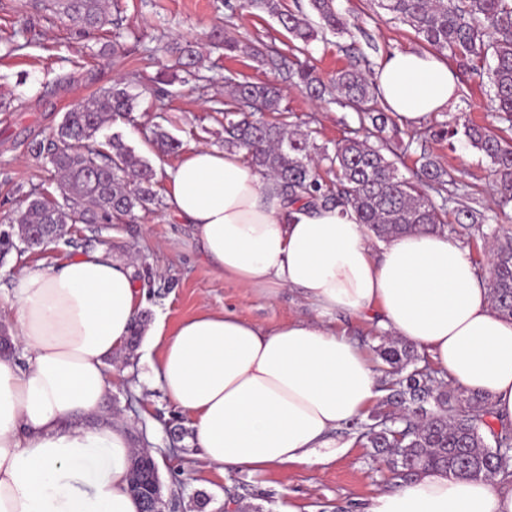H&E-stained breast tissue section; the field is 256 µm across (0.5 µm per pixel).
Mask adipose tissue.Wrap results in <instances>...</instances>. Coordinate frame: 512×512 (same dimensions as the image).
Masks as SVG:
<instances>
[{
  "label": "adipose tissue",
  "mask_w": 512,
  "mask_h": 512,
  "mask_svg": "<svg viewBox=\"0 0 512 512\" xmlns=\"http://www.w3.org/2000/svg\"><path fill=\"white\" fill-rule=\"evenodd\" d=\"M375 77L386 111L408 125L457 99L453 68L428 52H391ZM166 176L169 209L216 275L269 301L294 290L313 312L268 329L204 308L147 334L160 355L144 381L190 419L218 472L326 463L332 433L377 403L380 373L334 330L339 313L378 314L512 421V318L494 309L456 241L421 232L377 241L352 211L289 203L236 152L191 148ZM13 283L10 333L27 365L0 357V512H140L126 423L81 420L110 389L144 295L106 245L53 268L23 266ZM366 512H512V487L428 471L374 496Z\"/></svg>",
  "instance_id": "obj_1"
}]
</instances>
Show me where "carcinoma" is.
Returning a JSON list of instances; mask_svg holds the SVG:
<instances>
[{"label":"carcinoma","instance_id":"obj_1","mask_svg":"<svg viewBox=\"0 0 512 512\" xmlns=\"http://www.w3.org/2000/svg\"><path fill=\"white\" fill-rule=\"evenodd\" d=\"M39 6L83 31L101 28L108 17L106 0H40ZM377 6L411 26L436 52L448 54L459 69L486 77L490 111L512 131V0H377ZM240 7L276 18L298 43L299 52L327 31H347L334 0H309L316 23L285 9L282 0H242ZM214 38L230 56L266 55L260 40L243 41L220 30ZM168 51L187 70L202 61L190 41L174 42ZM294 76L315 99L331 85L340 103L357 113L364 133L354 132L330 153L309 133L265 118L287 111L280 87L244 78L231 82L224 100V150L245 151L248 164L262 178L273 180L291 202L352 210L380 240L421 231L469 244H492L486 287L494 308L512 317V236L498 223L499 213L488 215L463 205L456 210V223L444 222L447 172L423 154L424 184L399 173L396 162L385 154L383 133L391 116L379 107L369 73L351 65L336 71L326 84L313 66L302 64ZM136 108L137 96L117 81L65 112L49 138L32 144L31 151L51 165L55 191L34 188L25 195L23 206L0 227V261L14 251L21 254L27 247L62 238L69 224H110L122 217L132 221L135 209L159 203L156 171L149 161L118 135L105 143L96 139L112 118L129 119ZM459 134L488 160L500 186L498 207L505 212L512 204V137L469 123L445 124L432 132L441 139ZM155 144L166 154L180 147L161 128L155 131ZM376 354L387 395L379 411L349 428L375 450L393 480L407 482L437 469L470 480L498 477L512 483V424L501 420L494 427L488 422L494 417L488 397L464 394L407 341L383 333ZM144 462L142 456L130 457V489L142 512H150L152 473L142 468Z\"/></svg>","mask_w":512,"mask_h":512}]
</instances>
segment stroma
Returning <instances> with one entry per match:
<instances>
[{
  "label": "stroma",
  "mask_w": 512,
  "mask_h": 512,
  "mask_svg": "<svg viewBox=\"0 0 512 512\" xmlns=\"http://www.w3.org/2000/svg\"><path fill=\"white\" fill-rule=\"evenodd\" d=\"M21 2L0 0V99L11 103L10 110L0 111V220L12 214L32 188L51 184L49 165L32 153L31 143L48 138L64 112L118 79L138 95V108L133 120L109 122L97 139L120 134L161 174L182 156L156 151L154 124L180 140L183 151L195 146L223 149L224 115L219 106L225 80L232 76L277 83L286 96L287 121L310 132L317 145L334 147L358 127L351 109L301 92L289 75L296 61L290 35L275 18L239 9V0H114L117 23L91 34L78 33L51 12L22 7ZM334 5L348 31L326 34L311 45L310 62L322 77L357 61L377 64L395 50L429 49L410 26L390 19L374 0H334ZM216 26L239 39L262 40L273 51L261 63L243 55L225 58L209 38ZM182 39L200 46L202 77L174 82L164 99H156L147 88L148 79L161 68L173 67L165 48ZM489 94L488 84L479 77L463 76L453 112L431 116L418 128L397 122L385 132L398 154L400 173L412 177L421 154H428L458 183L469 186L465 194L449 188V197L459 204L474 201L476 209L486 213L495 209L498 199L488 162L465 141L450 145L433 138L431 131L457 113L497 127ZM100 245L110 246L113 255L127 263L136 287L147 294L144 310L150 320H163L170 329L204 306L232 310L269 329L309 313L294 292L283 291L269 302L216 277L191 226L165 207L137 210L135 220L127 224H71L63 239L10 255L0 264V299L9 295L12 276L21 265L55 267ZM114 366L100 414L118 412L129 419L130 445L152 448L166 494L187 500L204 494L209 499L206 512H246L257 505L264 512H365L371 498L393 486L387 469L358 442L326 465H294L264 475L246 470L219 475L200 456L192 437L170 450V427L186 428L190 421L160 386L143 381L147 361L142 348L122 345Z\"/></svg>",
  "instance_id": "1"
}]
</instances>
